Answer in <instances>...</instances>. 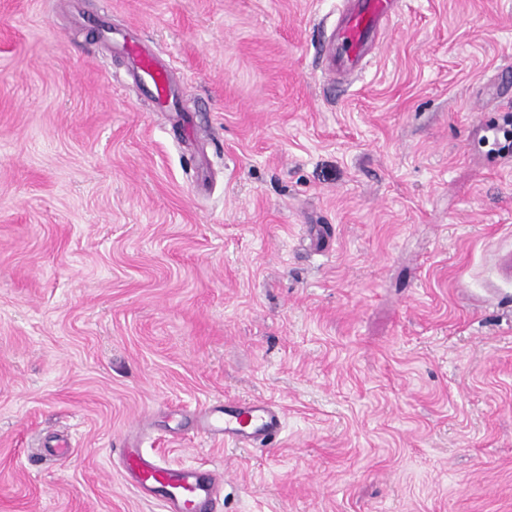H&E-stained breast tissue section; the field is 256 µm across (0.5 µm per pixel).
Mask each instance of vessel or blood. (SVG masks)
<instances>
[{"mask_svg":"<svg viewBox=\"0 0 512 512\" xmlns=\"http://www.w3.org/2000/svg\"><path fill=\"white\" fill-rule=\"evenodd\" d=\"M394 0H346V9L336 27L330 62L337 72L363 67L376 32L387 22ZM103 39L113 51L123 54L137 74L142 94L162 112L177 109V90L165 66L136 40L103 27ZM203 429L228 443L254 446L275 441L283 430L282 409L268 400L225 403L202 412ZM128 484L140 497L158 502L164 512H211L216 474L192 466H171L161 458L137 448L123 450Z\"/></svg>","mask_w":512,"mask_h":512,"instance_id":"1","label":"vessel or blood"}]
</instances>
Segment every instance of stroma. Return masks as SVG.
I'll list each match as a JSON object with an SVG mask.
<instances>
[{
  "mask_svg": "<svg viewBox=\"0 0 512 512\" xmlns=\"http://www.w3.org/2000/svg\"><path fill=\"white\" fill-rule=\"evenodd\" d=\"M341 8L0 0V512H161L126 442L213 512H512V0H402L339 77ZM252 399L269 446L198 431ZM101 31L112 51L123 54L128 59L131 72L139 75V88L153 108L161 112H182L176 106L178 94L169 72L156 56L127 35L112 33L110 26H103ZM128 484L140 497L158 502L164 512L212 510L218 479L193 465L171 466L138 448H123Z\"/></svg>",
  "mask_w": 512,
  "mask_h": 512,
  "instance_id": "stroma-1",
  "label": "stroma"
}]
</instances>
